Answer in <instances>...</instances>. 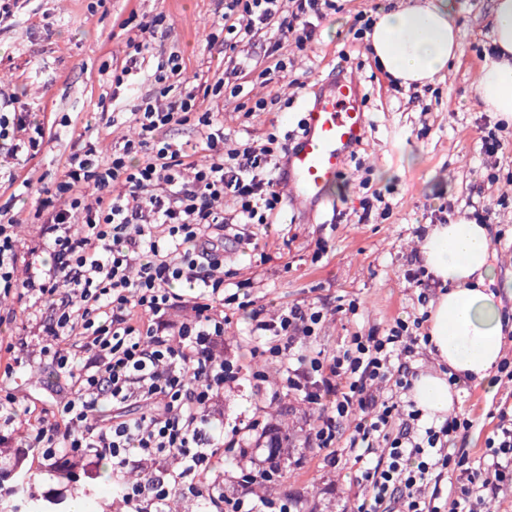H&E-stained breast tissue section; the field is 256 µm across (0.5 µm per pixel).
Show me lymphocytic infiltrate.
<instances>
[{
	"instance_id": "f902f5d3",
	"label": "lymphocytic infiltrate",
	"mask_w": 512,
	"mask_h": 512,
	"mask_svg": "<svg viewBox=\"0 0 512 512\" xmlns=\"http://www.w3.org/2000/svg\"><path fill=\"white\" fill-rule=\"evenodd\" d=\"M336 0H224L218 33L209 43L236 49L264 36L265 63L239 62L235 82L205 86L203 93L174 85L183 58L170 53L153 74L154 92L138 97L132 115L139 137L103 154L96 142L76 138L61 176L37 210L35 237L18 244L7 207H0V294L22 298L21 323L36 324L40 349L56 380L73 395L51 415H32L8 387L21 367L12 337H0V428L15 427L24 447L43 461L95 457L110 459L112 481L127 512H165L174 490L205 482L207 512H293L296 502L252 500L224 495V421L218 404L224 387L241 367L224 357V233L232 224L271 226L282 202L273 171L286 144L276 134L263 142L229 147L218 113L207 97L237 96L242 81L267 79L288 64L286 42L303 47L318 21L339 12ZM192 122L200 164L186 144L172 142L168 129ZM45 132L19 93L0 97V154L34 157ZM121 193H114V186ZM95 189L88 199L87 189ZM65 207H55V199ZM81 232H73V225ZM65 281L67 293L56 284ZM185 293H177L175 285ZM324 318L322 307L293 304L273 320L254 319L252 331L269 336V357L285 367L288 391L314 405L309 446L336 455L349 451L361 467L355 512H379L394 498L406 512H441L438 493L427 487L435 470L456 472L450 512H490L500 493L512 489V414L499 409L498 424L485 452L471 462L466 451L449 450L457 434L468 433V414L450 413L440 425H422L414 402H402L412 386L407 358L428 345L425 316L395 319L384 335L351 337L330 356L296 351L312 338ZM287 344H280V337ZM391 383L378 398L380 383ZM143 404L133 418L108 421L104 403ZM353 421L345 432V421ZM375 466H367L370 454ZM179 460L167 478L126 481L142 463Z\"/></svg>"
}]
</instances>
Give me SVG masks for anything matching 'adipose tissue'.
<instances>
[{"label": "adipose tissue", "mask_w": 512, "mask_h": 512, "mask_svg": "<svg viewBox=\"0 0 512 512\" xmlns=\"http://www.w3.org/2000/svg\"><path fill=\"white\" fill-rule=\"evenodd\" d=\"M455 0H417L377 14L370 49L384 72L405 87L434 81L460 52ZM492 44L478 91L486 111L512 124V0H495ZM486 225L460 217L435 225L421 246L423 264L441 286L430 314L429 344L438 370L415 378L411 395L427 418L444 419L454 407L449 375L489 383L500 362L504 326L494 293L486 286L494 272Z\"/></svg>", "instance_id": "adipose-tissue-1"}]
</instances>
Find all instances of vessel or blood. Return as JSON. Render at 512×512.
I'll use <instances>...</instances> for the list:
<instances>
[{"mask_svg": "<svg viewBox=\"0 0 512 512\" xmlns=\"http://www.w3.org/2000/svg\"><path fill=\"white\" fill-rule=\"evenodd\" d=\"M306 130L289 145L281 181L305 212L327 204L328 188L339 180L368 125L357 81L329 77L305 104Z\"/></svg>", "mask_w": 512, "mask_h": 512, "instance_id": "b4317fda", "label": "vessel or blood"}]
</instances>
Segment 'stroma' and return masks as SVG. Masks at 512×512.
<instances>
[{
    "instance_id": "1",
    "label": "stroma",
    "mask_w": 512,
    "mask_h": 512,
    "mask_svg": "<svg viewBox=\"0 0 512 512\" xmlns=\"http://www.w3.org/2000/svg\"><path fill=\"white\" fill-rule=\"evenodd\" d=\"M398 0H345L342 11L327 17L304 49L286 43L283 53L292 61L287 72L270 84L248 83L240 98L211 100L213 111L224 117L228 143L270 132L295 129L303 117V102L317 85L335 73L342 54L360 58L362 69L353 73L367 93L368 136L349 160L343 179L329 191L328 205L315 218L286 201L275 225H236V232L254 234L255 251L237 249L232 236L224 238L226 294L245 297L249 310L225 306L224 356L238 360L237 382L225 386L219 408L224 414V437L237 447L254 445L255 425H287L291 440L284 457L285 480L267 484V498H295L299 512H351L356 488L355 472L343 463L330 462L324 453L303 447L313 409L300 395L287 391L283 368L262 353L243 354L249 339V313L271 320L294 303L322 306L326 317L310 344L311 351L331 355L350 336L383 333L396 318L422 313L419 294L436 299L437 284L420 287L405 273L417 255L440 205H451L456 216L466 215L473 196L476 172L483 166L498 168L499 180L484 192L483 202L493 209L491 250L494 281L503 311L512 314V127L503 129L502 153L487 157L480 152V128L496 115L484 111L478 100L477 78L482 63L474 44H488L494 0H456L462 52L442 76L416 88L399 86L379 68L372 54L353 42L348 29L354 15L379 5L386 9ZM89 0H19L8 23L0 24V94L25 92L30 111L44 124L41 151L15 166L19 179L31 187L13 199V185L0 179V205L11 204V216L21 242L37 232L34 217L43 190L59 177L70 152L72 133L98 137L104 152H111L135 133L130 109L135 96L152 88L151 66L179 52L184 60L185 86L202 92L205 83L222 78L232 61L261 58L260 44H240L231 57L209 48L206 38L218 18V0H102L88 10ZM165 13L168 31L154 37L126 27L129 15L147 22ZM148 43L149 64L132 84L115 86L112 73L124 66L130 40ZM282 91L291 94L288 109L245 115L239 104ZM71 127H64V120ZM368 176L389 205L386 215L372 214L358 223L367 191L359 186ZM507 207H498L499 198ZM341 219H334V211ZM0 334L24 336L19 350L23 360L14 394L18 399H39L51 406L69 397L68 389L52 386L50 367L39 358L41 337L15 323L0 325ZM495 392L480 384L463 383L456 390V409L469 411L474 426L453 447L480 456L484 440L497 423L501 402L512 404V378L496 380ZM9 456L20 459L18 474L38 498L80 496L88 512H124L122 495L105 476L99 461L73 460L51 468L13 437Z\"/></svg>"
}]
</instances>
